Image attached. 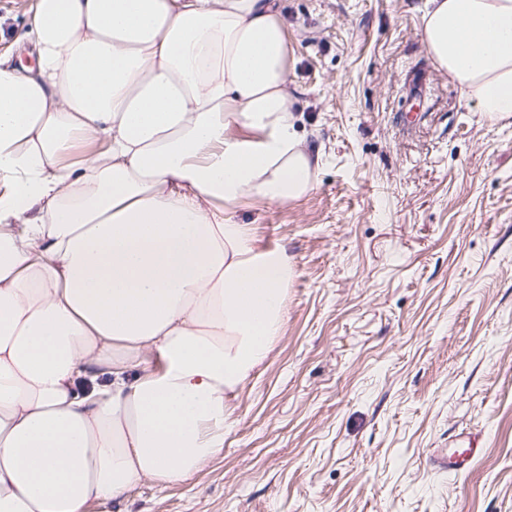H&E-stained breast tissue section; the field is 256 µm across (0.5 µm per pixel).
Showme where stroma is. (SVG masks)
<instances>
[{
	"instance_id": "35a3bbf8",
	"label": "stroma",
	"mask_w": 512,
	"mask_h": 512,
	"mask_svg": "<svg viewBox=\"0 0 512 512\" xmlns=\"http://www.w3.org/2000/svg\"><path fill=\"white\" fill-rule=\"evenodd\" d=\"M33 2L0 0V53L29 66ZM279 3L320 165L237 217L294 267L283 334L223 455L108 512H512V119L436 67L425 0ZM457 435L484 446L459 475L431 464Z\"/></svg>"
}]
</instances>
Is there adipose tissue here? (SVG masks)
Returning <instances> with one entry per match:
<instances>
[{
  "instance_id": "1",
  "label": "adipose tissue",
  "mask_w": 512,
  "mask_h": 512,
  "mask_svg": "<svg viewBox=\"0 0 512 512\" xmlns=\"http://www.w3.org/2000/svg\"><path fill=\"white\" fill-rule=\"evenodd\" d=\"M435 65L512 118V0H427ZM0 56V512H90L224 452L294 270L235 211L309 193L276 0H35ZM33 3L34 0H0V18L7 31V39L0 42V53L9 52L15 62L21 60L29 66L35 64L33 44L28 37Z\"/></svg>"
}]
</instances>
